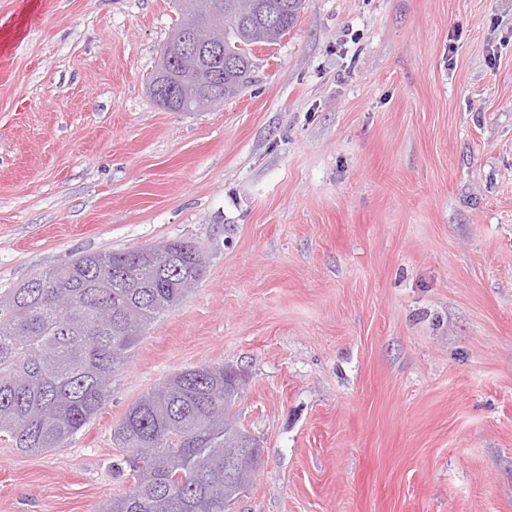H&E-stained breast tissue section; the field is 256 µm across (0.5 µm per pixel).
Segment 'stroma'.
<instances>
[{
    "instance_id": "35a3bbf8",
    "label": "stroma",
    "mask_w": 512,
    "mask_h": 512,
    "mask_svg": "<svg viewBox=\"0 0 512 512\" xmlns=\"http://www.w3.org/2000/svg\"><path fill=\"white\" fill-rule=\"evenodd\" d=\"M176 0H57L0 83V288L185 239L202 280L64 447L0 439V512L128 491L112 432L242 370L265 450L230 512H512V0H304L203 112L148 89Z\"/></svg>"
}]
</instances>
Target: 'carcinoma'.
Masks as SVG:
<instances>
[{
    "label": "carcinoma",
    "mask_w": 512,
    "mask_h": 512,
    "mask_svg": "<svg viewBox=\"0 0 512 512\" xmlns=\"http://www.w3.org/2000/svg\"><path fill=\"white\" fill-rule=\"evenodd\" d=\"M257 30L275 20L286 34L302 0H211ZM236 66L224 97L237 95L252 66L244 32L231 31ZM169 261L196 281L206 258L192 241H167ZM185 289L137 261L136 250L82 253L0 290V435L20 452L62 448L99 415L112 378L146 329L176 307ZM222 364L184 370L128 408L113 442L134 487L98 512H226L224 483L259 463L256 438L237 421L239 385Z\"/></svg>",
    "instance_id": "cac0c4a2"
}]
</instances>
